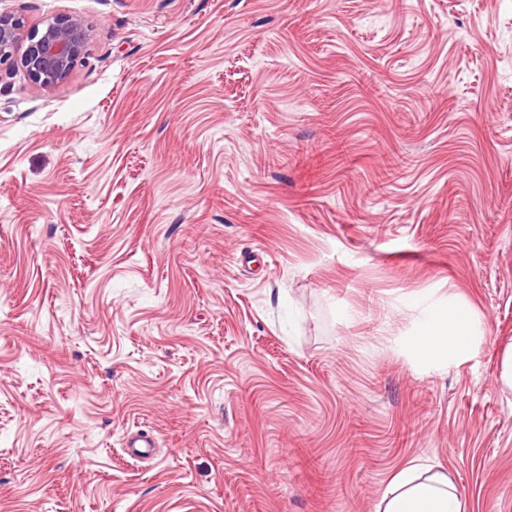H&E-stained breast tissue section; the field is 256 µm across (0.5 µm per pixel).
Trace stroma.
<instances>
[{"instance_id":"stroma-1","label":"stroma","mask_w":512,"mask_h":512,"mask_svg":"<svg viewBox=\"0 0 512 512\" xmlns=\"http://www.w3.org/2000/svg\"><path fill=\"white\" fill-rule=\"evenodd\" d=\"M6 11L94 37L0 80V512H375L418 457L512 512V0ZM416 331L407 341L414 359L424 367L449 366L469 355L476 343L470 314L453 303L434 302L423 305Z\"/></svg>"}]
</instances>
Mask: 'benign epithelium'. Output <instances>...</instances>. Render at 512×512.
Returning <instances> with one entry per match:
<instances>
[{
    "label": "benign epithelium",
    "instance_id": "benign-epithelium-1",
    "mask_svg": "<svg viewBox=\"0 0 512 512\" xmlns=\"http://www.w3.org/2000/svg\"><path fill=\"white\" fill-rule=\"evenodd\" d=\"M93 36L80 17L53 16L28 28L21 17L0 12V63L18 67L34 87L49 92L71 75Z\"/></svg>",
    "mask_w": 512,
    "mask_h": 512
}]
</instances>
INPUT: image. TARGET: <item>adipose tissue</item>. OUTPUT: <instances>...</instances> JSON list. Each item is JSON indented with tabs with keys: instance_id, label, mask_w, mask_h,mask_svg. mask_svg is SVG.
I'll use <instances>...</instances> for the list:
<instances>
[{
	"instance_id": "obj_1",
	"label": "adipose tissue",
	"mask_w": 512,
	"mask_h": 512,
	"mask_svg": "<svg viewBox=\"0 0 512 512\" xmlns=\"http://www.w3.org/2000/svg\"><path fill=\"white\" fill-rule=\"evenodd\" d=\"M475 343L470 314L455 304L434 302L422 306L407 347L421 366L440 367L469 355ZM467 508L448 475L417 458L392 477L379 512H467Z\"/></svg>"
}]
</instances>
